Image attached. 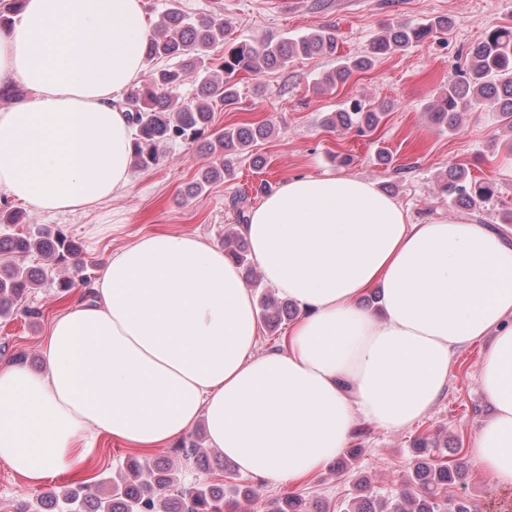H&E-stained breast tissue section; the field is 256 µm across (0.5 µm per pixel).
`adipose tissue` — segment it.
I'll return each mask as SVG.
<instances>
[{
    "instance_id": "ef3b65f1",
    "label": "adipose tissue",
    "mask_w": 512,
    "mask_h": 512,
    "mask_svg": "<svg viewBox=\"0 0 512 512\" xmlns=\"http://www.w3.org/2000/svg\"><path fill=\"white\" fill-rule=\"evenodd\" d=\"M150 35L143 0H24L0 28V196L43 215L106 203L130 181L122 105ZM263 279L304 311L258 353L256 303L221 248L151 233L112 252L51 324L44 367L0 364V463L37 487L80 471L106 435L166 448L204 423L211 448L268 484L307 477L363 421L426 415L453 351L484 343L493 412L469 461L512 488V247L487 224L412 222L367 180L296 176L242 227ZM379 288L380 312L361 308Z\"/></svg>"
}]
</instances>
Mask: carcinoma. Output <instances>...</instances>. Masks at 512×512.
<instances>
[{
	"instance_id": "1",
	"label": "carcinoma",
	"mask_w": 512,
	"mask_h": 512,
	"mask_svg": "<svg viewBox=\"0 0 512 512\" xmlns=\"http://www.w3.org/2000/svg\"><path fill=\"white\" fill-rule=\"evenodd\" d=\"M450 25L448 18L438 17L421 23L388 26L373 40L370 51L342 61L318 80L317 87L334 90L345 84L354 72L371 69L377 58L423 43L448 30ZM217 44L224 45V56L216 65L209 51ZM335 52L336 34L329 28L253 44L232 38L231 27L221 12L191 15L177 4H171L155 23L146 48V60L177 58L181 67L157 72L151 82L132 88L125 96L124 106L136 129L132 168L142 170L158 165L163 158V148L171 142L198 144L218 160L205 169L192 187V192H202L205 185L231 174L234 161L248 152L254 141L272 133L268 124L260 122L245 127L213 128V107L238 103L235 78L244 73L258 74L284 67L297 57ZM467 56L466 69L448 79V85L431 105V119L452 132L458 128L463 113L483 106L512 132V26H499L486 32L484 38L469 49ZM195 70L204 72V76L198 81L194 97L187 103L181 102L173 91L182 85L186 72ZM388 110L386 104L367 109L356 103L349 109L328 114L323 125L365 137L374 132ZM440 192L450 202L475 208L494 197L496 186L470 176L464 167H453L441 183ZM27 223L28 214L24 210L8 202L0 204V226ZM33 252L46 257L52 265L72 261L75 275L58 282L63 291L74 287L77 277L85 285L90 283V277L84 272L85 265L79 259V245L63 232L44 226L24 234L0 233V318L12 316L17 302L44 277L40 269H26L13 263L14 257ZM224 253L246 276L253 275V264L241 229L225 234ZM258 310L260 319L272 332L295 313L288 300L280 301L265 292L260 293ZM435 445L436 442L428 438L419 440L412 470L400 490L377 493L368 477H360L344 512H477L471 500L450 499L444 495L445 488L463 477L464 468L459 462L450 466L435 459ZM178 448L188 460L200 458L201 446L196 437L183 440ZM224 473L235 483L226 486L206 482L186 486L178 469L169 463L145 467L129 458L117 466L112 480L93 486L78 484L60 493L51 491L46 500L54 512H235L240 501L259 500L258 490L240 479L227 463ZM259 512L309 510L304 498L289 494L262 501Z\"/></svg>"
}]
</instances>
